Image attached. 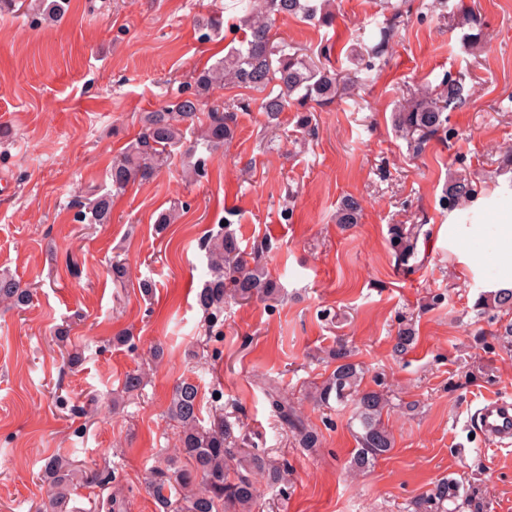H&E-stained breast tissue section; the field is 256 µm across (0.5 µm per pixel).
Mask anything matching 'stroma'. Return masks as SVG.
<instances>
[{"label":"stroma","mask_w":512,"mask_h":512,"mask_svg":"<svg viewBox=\"0 0 512 512\" xmlns=\"http://www.w3.org/2000/svg\"><path fill=\"white\" fill-rule=\"evenodd\" d=\"M232 0H71L55 23L19 12L0 17V271L31 285L24 309L0 304V512H35L46 500L51 454L98 470L106 487L78 484L69 512H93L100 493L120 512H162L146 488L152 467L174 457L180 429L168 415L174 386L200 385L203 408L218 405L250 447L285 469L253 512H414L438 480L464 484L463 512H512V446L492 449L469 425L492 396L512 400V350L483 346L469 312L498 268L493 233L512 225L496 168L512 150V0H411L374 80L331 102L308 103L315 136L280 116L271 133L262 112L237 116L233 139L209 175L186 181L181 157L112 200L108 224L76 223V202L97 193L112 160L195 72L242 37ZM386 0H334L332 26L294 17L277 22L281 41L336 73L354 71ZM471 11L475 26L461 24ZM220 13L224 26L200 41L194 20ZM481 29L486 50L466 36ZM462 75L471 100L450 113L460 136L411 158L392 128L397 105L422 85ZM489 177L472 206L479 226L449 240L457 213L439 198L450 173ZM363 206L358 224L336 222L343 197ZM189 202L177 223L159 212ZM229 222L245 251L268 243L279 302L227 299L218 334L205 333L197 294L207 278L202 241ZM424 223L410 269H399L393 224ZM480 255L460 262L459 248ZM129 267L112 281L113 258ZM77 273H70L68 263ZM152 281V294L139 289ZM444 294L440 304L434 295ZM417 339L392 351L401 322ZM345 339L366 370L364 388L385 383L383 421L391 453L370 472L348 467L356 442L347 407L317 406L309 392L333 369L328 351ZM79 352L71 365L68 355ZM140 372L138 396L113 402L125 373ZM282 395L320 434L299 448L263 390Z\"/></svg>","instance_id":"35a3bbf8"}]
</instances>
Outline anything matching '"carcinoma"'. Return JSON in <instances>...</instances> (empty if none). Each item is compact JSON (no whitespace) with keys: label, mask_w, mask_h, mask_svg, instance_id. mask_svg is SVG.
Wrapping results in <instances>:
<instances>
[{"label":"carcinoma","mask_w":512,"mask_h":512,"mask_svg":"<svg viewBox=\"0 0 512 512\" xmlns=\"http://www.w3.org/2000/svg\"><path fill=\"white\" fill-rule=\"evenodd\" d=\"M238 2L246 14L244 27L247 31L240 45L231 48L224 58L199 70L194 91L181 93L168 105L145 116L137 138L112 160L109 188L81 205L76 214L77 222L111 223L112 197L125 192L137 181L155 176L176 150L189 159L186 172L197 180L206 177L210 158L232 137L237 111L250 108L249 101L243 99L234 104L232 111L204 110L202 96L214 89L227 85L265 93L259 110L272 125L293 103L300 106L309 101L326 103L338 95L340 88L370 81L375 70L374 60L385 55L404 7L403 0L386 2L389 14L375 22L379 40L370 47L373 61L340 78L274 38L275 23L282 16L332 21L333 16L324 12L317 0ZM67 9L68 0H38L39 14L46 20H57ZM222 25L223 21L216 16L196 20L203 40L209 39L210 32ZM469 98L465 79L447 77L440 84L423 89L418 97L394 112L393 126L405 140L409 154L418 157L433 141L447 145L455 139L457 131L449 125V113L465 106ZM481 195V182L460 172L448 179L440 202L449 211L465 210ZM361 212L360 202L347 197L336 210V223L357 224ZM422 229L421 224L390 226V242L397 265L406 266L416 257ZM203 246L208 255L210 279L198 294L197 302L210 322H217L224 316V299L228 296L241 300L278 299L280 289L265 270L260 256L247 257L229 228L209 236ZM31 300L29 285L8 273H0L1 303L22 309ZM495 311L498 315L492 319L499 323V328L492 333V338L504 348L512 347V290L481 295L476 303L475 322ZM413 342L414 330L404 324L395 336L394 351L405 354ZM329 358L336 366L315 388L313 399L322 407L353 403L352 426L358 448L351 467L365 472L393 449V438L383 423L389 400L382 392L363 387L364 369L351 360L344 340L336 341ZM143 383L142 374L130 373L122 380L121 392L133 395L142 389ZM266 397L281 425L292 433L299 447L307 450L318 447V432L288 405L276 387H268ZM201 402L200 387L195 381L185 379L174 388L168 413L180 428V450L188 467L151 470L147 488L165 512H251L259 494L256 476H262L266 485L274 488L282 481L281 469L268 457L244 449L246 439L234 435L223 412L217 410L208 418H202ZM77 475L74 461L62 456L50 457L45 465V477L53 493L42 504L40 512H62ZM461 488L462 482L456 479L437 483L416 501V512H460Z\"/></svg>","instance_id":"obj_1"}]
</instances>
